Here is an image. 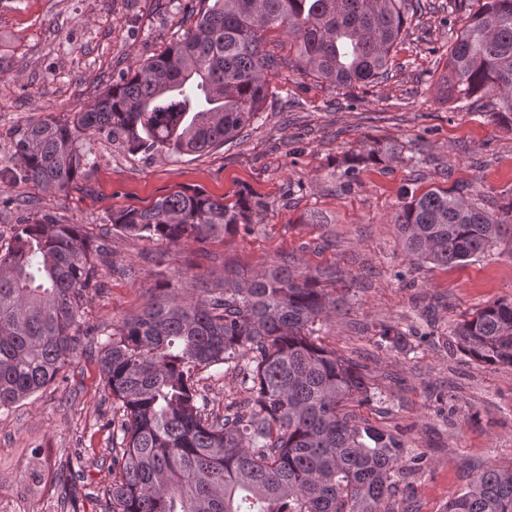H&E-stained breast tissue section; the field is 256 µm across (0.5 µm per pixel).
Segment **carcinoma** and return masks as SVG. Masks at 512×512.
<instances>
[{
  "instance_id": "obj_1",
  "label": "carcinoma",
  "mask_w": 512,
  "mask_h": 512,
  "mask_svg": "<svg viewBox=\"0 0 512 512\" xmlns=\"http://www.w3.org/2000/svg\"><path fill=\"white\" fill-rule=\"evenodd\" d=\"M195 25L158 56L130 66L66 119L25 128L13 142L15 174L65 191L96 166L91 139L131 154L178 158L211 151L257 118L280 62L266 33L291 38L296 70L339 90L388 77L390 53L422 0H200ZM448 98L498 92L495 119L512 126V0H485L448 41ZM371 147L338 174L393 156ZM394 224L414 264L455 266L486 255L512 230V191L476 199L466 187L404 192ZM269 207L227 205L175 192L112 214V228L171 244L238 228ZM108 248L76 224L44 217L16 225L0 244V410L53 382L76 355L82 313ZM166 299L108 331L98 366L117 405L108 427L111 512H395L389 500L405 448L356 421L349 405L371 398L361 368L319 337L339 300L315 278L274 262L247 278L203 288L196 299L165 284ZM457 348L486 365H512V301L485 306L451 330ZM251 353L248 396L216 414L196 372ZM446 512H512V467L489 468Z\"/></svg>"
}]
</instances>
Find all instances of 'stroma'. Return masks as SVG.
<instances>
[{
    "label": "stroma",
    "instance_id": "obj_1",
    "mask_svg": "<svg viewBox=\"0 0 512 512\" xmlns=\"http://www.w3.org/2000/svg\"><path fill=\"white\" fill-rule=\"evenodd\" d=\"M479 0H430L405 26L387 80L338 90L281 66L257 122L224 147L177 159L131 155L93 138L87 180L45 191L11 174L12 144L28 125L93 103L134 63L159 55L189 28L198 0H0V239L16 225L49 216L82 225L105 243L113 270L86 305L87 327L139 314L171 281L181 295L288 258L333 295L323 342L364 366L376 390L354 412L404 443L402 512H445L469 479L512 467V367L471 360L448 331L474 310L512 300V237L454 268L411 264L393 215L404 191L512 189V127L493 121L496 95L465 107L445 98L448 36ZM369 145L418 151L411 167L392 160L360 168L339 190V164ZM175 191L225 202L253 196L270 204L250 232L178 244L126 236L112 213L146 207ZM403 330L397 342L384 328ZM197 387L214 412L247 391L223 366L199 370ZM115 411L99 374L96 345L83 343L63 373L31 397L0 410V512H108ZM423 456L421 470L412 456ZM75 506L60 501L67 485Z\"/></svg>",
    "mask_w": 512,
    "mask_h": 512
}]
</instances>
